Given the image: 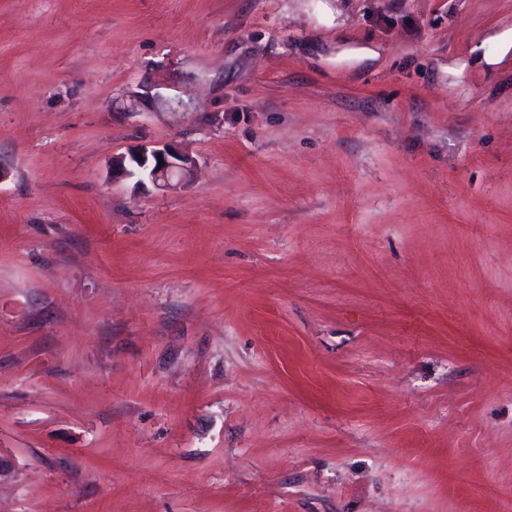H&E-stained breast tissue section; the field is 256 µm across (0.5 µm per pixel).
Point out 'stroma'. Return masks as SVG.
I'll use <instances>...</instances> for the list:
<instances>
[{"instance_id":"35a3bbf8","label":"stroma","mask_w":512,"mask_h":512,"mask_svg":"<svg viewBox=\"0 0 512 512\" xmlns=\"http://www.w3.org/2000/svg\"><path fill=\"white\" fill-rule=\"evenodd\" d=\"M506 31L0 0V512H512ZM140 154L142 161L137 159ZM162 155V164H159ZM192 159L186 153L177 150L170 144L152 146L142 144L128 151L127 154L112 157V177L118 175L127 178H137L136 185L144 186V178L153 184L163 181L171 185L170 180L178 176L185 177L192 166ZM164 184V185H165Z\"/></svg>"}]
</instances>
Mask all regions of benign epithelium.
<instances>
[{
    "mask_svg": "<svg viewBox=\"0 0 512 512\" xmlns=\"http://www.w3.org/2000/svg\"><path fill=\"white\" fill-rule=\"evenodd\" d=\"M192 166V159L186 153L170 144L162 147L142 144L128 153L112 157V174L136 179L143 186L145 180L156 184L160 181L170 184L178 176L185 177Z\"/></svg>",
    "mask_w": 512,
    "mask_h": 512,
    "instance_id": "1",
    "label": "benign epithelium"
}]
</instances>
